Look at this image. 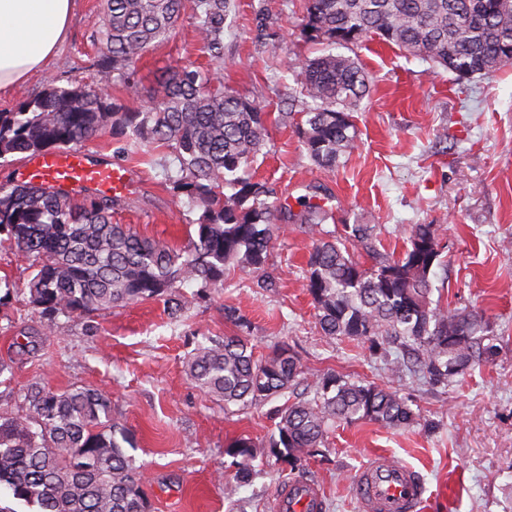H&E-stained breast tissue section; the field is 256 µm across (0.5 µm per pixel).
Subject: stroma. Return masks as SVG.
<instances>
[{
  "label": "stroma",
  "instance_id": "obj_1",
  "mask_svg": "<svg viewBox=\"0 0 512 512\" xmlns=\"http://www.w3.org/2000/svg\"><path fill=\"white\" fill-rule=\"evenodd\" d=\"M185 3L170 34L130 70L129 84L111 85L114 101L156 88L167 67L207 64L194 0ZM103 8V0H73L66 41L42 71L0 94V112L16 110L49 80H96ZM305 24V0H230L224 22L225 91L271 114L268 144L244 173L273 191L272 261L280 288H257L253 273L231 265L223 288L183 284L192 302L176 321L158 301L80 320L59 317L38 353L17 358L12 378H0V409L20 412L21 390L35 380L56 390L85 386L109 395L112 416L131 439L124 451L146 477L152 512H271L277 489L302 478L319 483L326 512H358L352 481L378 451L423 476L424 512H512V65L460 80L374 36L341 48L367 72L370 92L354 110V147L324 169L296 132L306 104L294 68L325 51ZM83 147L91 159L125 162L137 176L131 194L119 198L114 221L187 244L200 211L173 187L178 164L171 148L109 133ZM312 203L326 211V229L376 225L380 252L397 257L413 225H438L441 263L431 276L432 298L488 323L496 355L450 384L434 385L420 376H391L388 352L324 336L304 287L311 239L303 225ZM31 273L24 255L0 243V295L11 296L0 307V359L15 356L21 332L41 328L22 292ZM228 305L250 321L246 337L256 356L285 344L303 357L308 378L332 372L391 386L410 400L416 423L398 430L367 421L336 424L321 452L294 468L270 456L278 411L293 402V393L227 407L187 374L198 341L234 334L224 318ZM241 436L258 446L255 472L230 501L224 487L236 465L226 448Z\"/></svg>",
  "mask_w": 512,
  "mask_h": 512
}]
</instances>
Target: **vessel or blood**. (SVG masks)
I'll use <instances>...</instances> for the list:
<instances>
[{
	"instance_id": "1",
	"label": "vessel or blood",
	"mask_w": 512,
	"mask_h": 512,
	"mask_svg": "<svg viewBox=\"0 0 512 512\" xmlns=\"http://www.w3.org/2000/svg\"><path fill=\"white\" fill-rule=\"evenodd\" d=\"M30 182L76 193L86 188L116 197L133 180L130 168L116 163H91L78 148H65L36 159L26 171ZM425 485L419 472L386 453L373 455L353 481L359 512H419ZM277 512H322L324 494L308 480L289 481L276 494Z\"/></svg>"
}]
</instances>
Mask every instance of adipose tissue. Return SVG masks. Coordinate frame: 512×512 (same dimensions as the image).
Listing matches in <instances>:
<instances>
[{"mask_svg":"<svg viewBox=\"0 0 512 512\" xmlns=\"http://www.w3.org/2000/svg\"><path fill=\"white\" fill-rule=\"evenodd\" d=\"M73 0H0V92L45 67L63 42Z\"/></svg>","mask_w":512,"mask_h":512,"instance_id":"adipose-tissue-1","label":"adipose tissue"}]
</instances>
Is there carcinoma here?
Segmentation results:
<instances>
[{"label":"carcinoma","mask_w":512,"mask_h":512,"mask_svg":"<svg viewBox=\"0 0 512 512\" xmlns=\"http://www.w3.org/2000/svg\"><path fill=\"white\" fill-rule=\"evenodd\" d=\"M196 26L212 60L223 59L226 0H196ZM184 0H105L98 76L128 71L174 27ZM306 26L328 45L376 36L463 78L512 64V0H306ZM298 80L311 99L297 129L303 147L322 168H333L356 139L353 109L369 78L354 59L326 52L299 61ZM269 113L256 101L224 92L217 73L172 66L149 94V104H116L85 83L52 80L16 111L0 112V160L51 154L107 131L146 146L167 145L179 161L176 187L203 209L196 234L177 249L112 222L115 199L14 183L0 188V236L33 267L28 303L44 327L58 315L82 318L103 308L162 300L177 319L188 306L177 284L224 282L235 263L257 275V286L277 287L268 271L278 208L271 191L239 174L268 142ZM232 194H224L225 189ZM326 212L311 206L305 232L313 239L305 283L323 335L367 340L397 352L389 371L422 372L445 384L492 356L497 345L482 320L431 299L438 265L435 224H416L402 256L378 252L376 228L345 224L326 230ZM374 260L361 265L355 253ZM207 393L247 407L300 383L303 358L286 346L254 358L237 334L209 338L187 363ZM280 409L270 455L296 466L324 445L327 429L365 420L401 428L417 420L407 398L376 383L325 374ZM22 413L0 412V491L32 512H151L143 473L126 456L125 430L112 421V401L86 387L52 390L41 382L23 389ZM236 458L235 486L252 477L256 445L240 437L227 446Z\"/></svg>","instance_id":"1"}]
</instances>
